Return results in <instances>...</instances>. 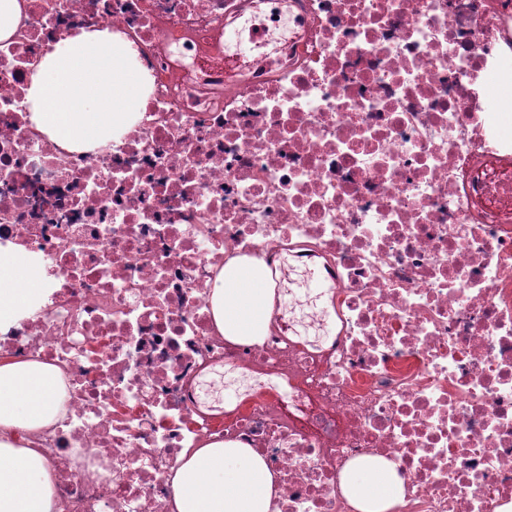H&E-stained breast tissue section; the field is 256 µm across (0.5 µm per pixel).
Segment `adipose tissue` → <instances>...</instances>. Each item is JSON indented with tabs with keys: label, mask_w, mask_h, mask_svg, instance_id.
<instances>
[{
	"label": "adipose tissue",
	"mask_w": 512,
	"mask_h": 512,
	"mask_svg": "<svg viewBox=\"0 0 512 512\" xmlns=\"http://www.w3.org/2000/svg\"><path fill=\"white\" fill-rule=\"evenodd\" d=\"M145 91L128 45L106 30H80L58 42L27 90L30 119L69 151L111 140L143 106ZM258 260L230 259L211 291L216 325L234 343L263 341L273 291ZM49 275L29 253L0 249V332L39 311ZM64 375L35 360L0 361V512H54L55 477L40 451L13 433L53 427L62 411ZM171 483L176 512H271L277 482L247 444L214 442L182 455ZM343 492L358 512H391L403 488L382 459L353 464Z\"/></svg>",
	"instance_id": "obj_1"
}]
</instances>
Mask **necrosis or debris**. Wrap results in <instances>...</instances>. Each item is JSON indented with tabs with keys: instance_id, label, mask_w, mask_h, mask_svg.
<instances>
[{
	"instance_id": "1",
	"label": "necrosis or debris",
	"mask_w": 512,
	"mask_h": 512,
	"mask_svg": "<svg viewBox=\"0 0 512 512\" xmlns=\"http://www.w3.org/2000/svg\"><path fill=\"white\" fill-rule=\"evenodd\" d=\"M0 41V246L54 277L0 357L66 376L39 438L60 512H172L167 481L239 441L272 512H357L348 465L395 466L392 512H512V0H22ZM110 27L148 80L91 152L38 131L42 58ZM509 88L496 101L488 81ZM311 260L337 332L272 316L224 339L228 260ZM246 384L204 403L215 368Z\"/></svg>"
}]
</instances>
